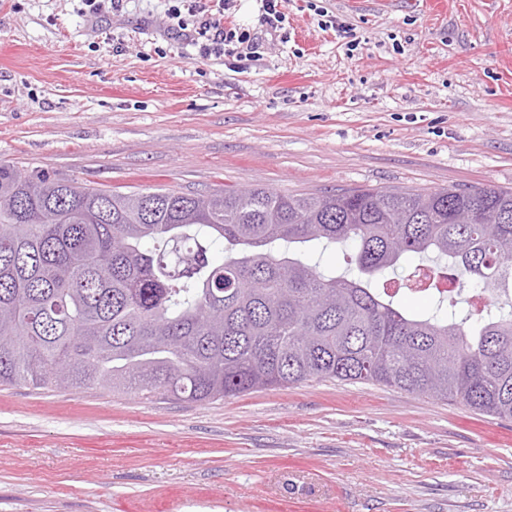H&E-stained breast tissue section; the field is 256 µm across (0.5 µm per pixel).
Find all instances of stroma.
Segmentation results:
<instances>
[{
    "instance_id": "obj_1",
    "label": "stroma",
    "mask_w": 512,
    "mask_h": 512,
    "mask_svg": "<svg viewBox=\"0 0 512 512\" xmlns=\"http://www.w3.org/2000/svg\"><path fill=\"white\" fill-rule=\"evenodd\" d=\"M167 7L0 0V162L124 193L512 190V0H288L276 30L237 0L262 57L235 63ZM0 512H512V420L333 379L3 385Z\"/></svg>"
}]
</instances>
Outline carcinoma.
Instances as JSON below:
<instances>
[{"instance_id": "obj_1", "label": "carcinoma", "mask_w": 512, "mask_h": 512, "mask_svg": "<svg viewBox=\"0 0 512 512\" xmlns=\"http://www.w3.org/2000/svg\"><path fill=\"white\" fill-rule=\"evenodd\" d=\"M313 241L350 249L354 276L305 262ZM429 256L480 307L408 314L374 288ZM312 378L512 419V191L121 194L0 163V384L206 402Z\"/></svg>"}]
</instances>
